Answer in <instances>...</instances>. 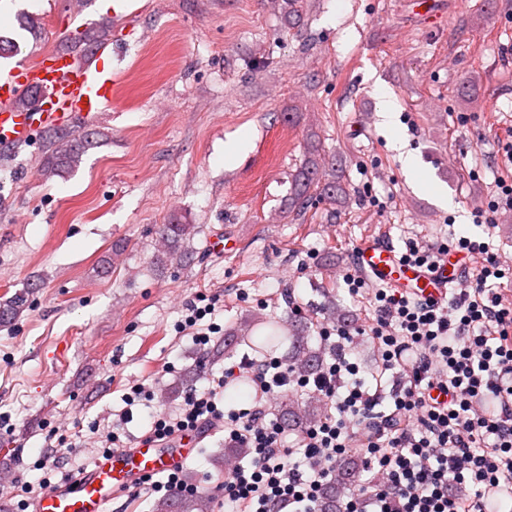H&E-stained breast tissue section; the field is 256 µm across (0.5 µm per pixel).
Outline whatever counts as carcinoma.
<instances>
[{
  "label": "carcinoma",
  "mask_w": 512,
  "mask_h": 512,
  "mask_svg": "<svg viewBox=\"0 0 512 512\" xmlns=\"http://www.w3.org/2000/svg\"><path fill=\"white\" fill-rule=\"evenodd\" d=\"M87 141L72 138L58 131L54 132L51 153L45 158L43 175L50 178L74 168L85 151ZM345 194V188L337 174L336 162L326 157L320 141L310 136L307 156L294 174L288 193L286 209L293 219L305 217L314 202L325 200L336 203ZM194 229L192 224H166L162 228L164 249L159 253L161 261L172 260L178 256L180 243ZM28 299L26 294L18 293L0 300V323L11 322L25 310ZM288 341L291 348L290 360L298 363L306 372L317 370L321 361L320 352L310 345L306 330L280 319L265 323L263 334L259 336H238L235 342L246 344L254 353L267 355ZM282 416L288 425L304 428L314 425L321 417V411L312 400L298 399L290 396L282 401ZM360 469V461L349 458L342 462L338 471V483L326 486L320 512H340L338 484L354 478ZM155 512H213L212 498L199 493L182 497L176 501L159 500Z\"/></svg>",
  "instance_id": "carcinoma-1"
}]
</instances>
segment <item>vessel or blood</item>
I'll list each match as a JSON object with an SVG mask.
<instances>
[{"label":"vessel or blood","mask_w":512,"mask_h":512,"mask_svg":"<svg viewBox=\"0 0 512 512\" xmlns=\"http://www.w3.org/2000/svg\"><path fill=\"white\" fill-rule=\"evenodd\" d=\"M120 83V67L108 69L96 59L71 54L42 53L10 68L0 74V148L26 144L41 128L97 115L117 102ZM30 90L35 93L31 105L18 109V100ZM359 263L392 287L437 300L447 296L459 275L458 265L448 261L434 272L402 264L395 250L379 241L361 248ZM201 442L197 433L164 444L144 439L136 447L102 455L73 482L45 493L34 512H107L116 495L143 478L180 469Z\"/></svg>","instance_id":"vessel-or-blood-1"}]
</instances>
